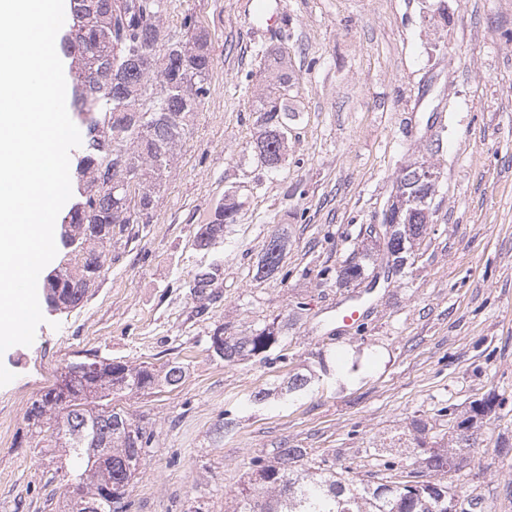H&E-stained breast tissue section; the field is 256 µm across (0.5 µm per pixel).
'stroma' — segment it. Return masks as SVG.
<instances>
[{
  "label": "stroma",
  "instance_id": "obj_1",
  "mask_svg": "<svg viewBox=\"0 0 512 512\" xmlns=\"http://www.w3.org/2000/svg\"><path fill=\"white\" fill-rule=\"evenodd\" d=\"M256 0H171L170 23L198 17L210 36V94L165 178L149 223L107 249V272L77 308H43L32 345L0 355V512H59L65 490L29 445L25 414L80 352L132 364H184L175 389L119 398L152 429L126 512H230L254 459L303 448L305 466L361 456L413 463L390 438L441 403L466 408L495 393L503 409L445 474L482 512H512V0H273L276 31ZM294 83L285 161L269 173L251 148L252 107L272 90L268 54ZM434 164L433 222L412 267L380 282L357 331L336 330L356 295L336 270L361 227L379 224L398 171ZM235 223L194 243L225 194ZM288 236L287 279L258 282L272 234ZM221 275L207 297L189 283ZM282 327L267 358L233 364L207 351L216 331ZM309 387L291 393L294 373ZM266 392L258 405L249 398ZM236 426L222 440V418ZM367 478L366 468L356 471Z\"/></svg>",
  "mask_w": 512,
  "mask_h": 512
}]
</instances>
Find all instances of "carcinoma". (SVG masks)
Segmentation results:
<instances>
[{
  "label": "carcinoma",
  "instance_id": "1",
  "mask_svg": "<svg viewBox=\"0 0 512 512\" xmlns=\"http://www.w3.org/2000/svg\"><path fill=\"white\" fill-rule=\"evenodd\" d=\"M71 8L91 18L62 44L72 65L73 105L80 114L92 105L98 113L110 112L112 124L105 126L94 117L84 124L82 151L74 166L80 207L60 237L64 247L81 257L75 265L61 267L44 291L47 305L61 312L80 305L98 286L106 270V246L128 225L140 223L142 212L150 214L156 207L163 178L209 96L214 66L209 41L193 40L194 31L203 27L194 15L183 17L182 40H168L164 0H71ZM118 45L123 64L115 74ZM273 62L275 88L258 96L253 108V149L269 170L278 169L286 153L288 141L281 137V128L292 111L286 99L288 65L281 57ZM395 182V194L383 213L390 231L380 243L364 244L342 262L337 280L346 288L369 278L378 248L387 258L389 273H404L408 260L416 258L414 247L427 236L439 178L429 176L425 163L413 162L400 170ZM239 208L233 198L224 196L211 220L198 226L197 246L207 249L223 236L224 225L236 222ZM287 249L285 234L271 236L256 263L254 279L280 273L288 277L282 273ZM217 273L216 267L197 271L191 292L205 296ZM279 335L271 322L244 336L214 335L210 345L217 346L218 358L231 363L267 353ZM184 377L180 362L157 369L100 358L93 352L69 365L62 382L31 403L30 438L48 454V462L57 464L55 471L62 472L65 482L62 512H122L128 507L131 480L154 433L112 403L127 394L175 387ZM505 402L493 395L472 401L463 412L438 409L437 415L451 423L450 449L445 438L430 435L429 420L413 419L397 434V442L422 452L397 481L357 479L348 467L299 468L306 450L285 448L274 463H252L248 486L240 491L233 512H475L478 498L456 495L436 476L466 466L459 449L471 447L484 420Z\"/></svg>",
  "mask_w": 512,
  "mask_h": 512
}]
</instances>
